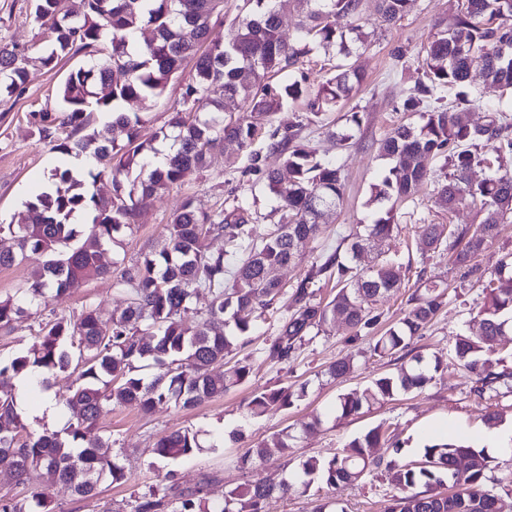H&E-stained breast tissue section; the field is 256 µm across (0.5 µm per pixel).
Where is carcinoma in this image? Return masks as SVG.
<instances>
[{
  "instance_id": "obj_1",
  "label": "carcinoma",
  "mask_w": 512,
  "mask_h": 512,
  "mask_svg": "<svg viewBox=\"0 0 512 512\" xmlns=\"http://www.w3.org/2000/svg\"><path fill=\"white\" fill-rule=\"evenodd\" d=\"M33 19L52 34L43 56L45 66L80 53L94 61L70 71L58 92L63 117L55 109L32 113L43 139L63 155L89 154L94 167L80 176L67 166L50 173L53 189L28 202L35 214L31 224L0 225V267L13 265L26 252L45 257L42 266L23 288L24 299L36 303L46 293L64 298L71 288L110 273L103 260L105 246L115 235L137 224L140 208L159 191L181 184L204 168L207 154L233 144L247 153L242 173L262 172V155L251 150L260 134L258 120L281 108L287 100L305 98L306 111L318 117L338 110L358 89L364 75L353 63L339 64L336 72L315 89L307 86L301 69L314 48L334 43L339 53L351 57L368 43L363 0H242L224 42H210L213 18L224 15L225 0H33ZM378 27L401 19L411 0H380ZM453 27L438 33L424 48L423 79L410 90L403 106L420 114L417 125L393 128L379 145L390 162L388 172L371 187V201L379 216L364 232L343 238L331 253L319 255L289 296V314L278 319L276 336L265 349L277 362L294 359L309 333L341 317L355 334L376 329L380 298L403 288L402 266L382 258L364 267L362 254L390 238L396 207L412 195L429 176L428 162L450 169L438 180L440 201L452 210L480 204L477 227L445 230L442 224H424L426 246L448 250L454 263L466 265L497 238L500 225L512 219V173L495 172L479 182L471 169L489 163L481 150L496 159L512 156V124L493 104L469 97L476 78L512 92V0H456ZM302 10L303 19L293 42L279 34L280 14L290 6ZM351 19L350 28L337 26ZM483 68L471 72L475 54ZM194 60V75L185 85L184 109L172 113L167 126L150 137L138 114L118 111L120 104L159 97L177 78L186 59ZM26 59L14 45L0 43V98L22 92ZM125 79H112L113 69ZM481 108L486 122L475 124L470 114ZM116 113L103 131L89 129L93 112ZM193 112L195 118L186 119ZM69 129L66 136L58 130ZM172 139L178 148L164 165H152L156 143ZM267 149L283 157L289 177L276 172L264 175L265 185L279 202L285 223L261 243L252 239L256 217L239 203L229 211L207 213L185 201L168 224L166 243L142 254L123 267L116 284L128 295L126 308L109 321L87 304L77 317H56L40 324L32 348L0 364V379L10 380L28 370L49 374L69 367L77 372L75 387L66 399L72 419L63 432L27 433L15 407V394L0 389V468L23 481L31 467L69 486L82 497L95 495L104 479L120 483L123 468L112 462V439L90 437L104 409L112 404L139 402L146 409L168 401L190 408L244 383L250 365L224 368V359L256 319L270 311L280 295V282L269 276L273 269L296 262L297 241L314 238L324 211L343 197L338 167L317 158L305 144L300 130H272ZM94 212L92 223L77 230L71 219ZM222 234L229 249L211 252L206 239ZM346 249L350 261L341 260ZM336 280V294L317 300L321 278ZM417 288L407 300L404 315L376 337L373 352L394 356L408 350L445 305L444 289L418 276ZM211 294L208 308L191 307L196 291ZM480 311L483 332L461 336L454 345L460 366L474 377V392L483 395L497 382H508L512 372L499 369L495 357L498 337L512 323V252L503 255L486 285ZM24 313L13 298L0 300V330H10ZM151 366L160 374L145 382L140 371ZM447 368L439 358L420 354L392 374L375 379L362 390L342 394L337 410L343 416L359 413L399 391L422 389ZM349 358L331 363L326 374L333 380L354 373ZM304 396L289 387L265 389L247 403L253 415L284 409ZM293 437L282 433L268 443L247 451L242 464L282 457L292 448ZM389 451V460L376 455ZM202 450L197 433L179 428L159 436L152 453L171 463ZM403 442L377 426L353 439L342 450L324 459L298 463V482L277 486L256 480L234 490L222 500H212L199 488L176 493L171 485L131 502L130 512H262L274 495L282 497L297 487L308 489L319 479L329 488L352 484L380 467L399 495L385 512H490L495 492L484 485L489 466L484 451L456 442L427 444L419 461L403 463ZM0 512H56L51 503L33 494L29 498L0 497Z\"/></svg>"
}]
</instances>
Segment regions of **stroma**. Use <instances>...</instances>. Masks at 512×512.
Masks as SVG:
<instances>
[{
  "mask_svg": "<svg viewBox=\"0 0 512 512\" xmlns=\"http://www.w3.org/2000/svg\"><path fill=\"white\" fill-rule=\"evenodd\" d=\"M455 20L454 0H413L403 19L390 29L378 31L370 45L360 49L357 64L366 80L344 103L342 111L328 113L314 122L298 100L285 103L278 112L263 118L261 125L266 130L299 126L303 142L316 148L322 159L339 167L344 196L340 206L323 217L318 236L299 243L300 262L280 270L285 293L274 306V318L257 322L233 353V360L244 361L251 367L246 382L190 409L180 410L168 403L156 404L148 411L135 403L115 404L105 409L95 432L111 438L113 460L126 474L124 483L104 480L99 483L95 496L82 497L63 484L48 481L42 469H30L25 483L20 484L13 473L0 468V496L20 498L36 491L51 500L57 512H129L134 497L161 488L158 472L162 464L151 448L158 436L178 428L197 432L202 445L194 456L174 463L180 489L192 490L203 484L209 497L219 500L253 479L274 485L292 479L300 460L331 456L355 437L379 425L396 430L408 460L418 459L420 448L427 442L425 429L434 421L448 420L460 440L473 447L486 427L487 411L499 412L503 426H512V387L500 386L478 395L473 390L472 377L453 355L457 337L479 333L486 275L496 268L505 253L512 252V222L502 224L497 239L476 258V271L452 265L447 253L424 248L420 225H476L481 214L475 205L448 210L440 204L431 177L419 188L413 201L396 213L399 230L382 249L404 264L405 285H414L422 274L445 287V307L422 335L414 339L410 350L426 357L441 356L448 363L447 372L437 375L423 389L397 393L362 409L359 414L342 418L334 412L339 395L364 388L401 365L397 357L373 353L374 334L357 336L347 324L338 322L326 326L306 342L290 362H273L264 355L269 338L276 333V316L288 311L287 291L305 276L323 247L337 245L342 237L363 230L374 217L373 207L367 204L370 187L387 167L377 155L378 144L392 128L414 121V114L404 111L403 99L422 77L423 48L437 32L453 26ZM49 40V31L31 17L28 0H0V42L14 44L27 58L24 93L0 102V224L27 222L26 202L48 189L51 170L64 162L63 155L54 152L48 141L40 139L31 115L55 106L61 83L70 70L85 64L86 59L78 55L61 60L56 68L45 67L41 59ZM400 47L406 49L407 55L402 61H393L392 55ZM192 68V61H185L179 78L170 82L162 96L126 103L124 111L139 113L146 122L145 132L166 125L172 113L182 106V94ZM352 110L359 112L362 121L360 126L350 129L344 115ZM345 129L350 130L351 137L342 143L336 140L335 134ZM246 163L244 156L232 161L227 151L214 149L203 172L141 208L136 228L125 233L119 244L108 247L105 262L123 267L141 253L158 247L172 213L187 199L198 209L210 212L247 202L259 215L254 225L255 237L273 232L280 214L262 175L267 171L283 172L282 161L278 154L263 153V172L259 175L242 174ZM88 303L97 306L101 318L107 320L125 308L126 296L118 290L112 275L80 283L61 300L46 294L15 322L11 332L0 331V362H9L33 345L41 318L75 316ZM342 357L353 358L354 374L343 381L330 379L326 374L329 364ZM74 379L71 370H58L50 375L48 383L31 392L29 404H37L48 392L59 401L60 408L54 422L25 416L28 430L41 433L67 427L71 411L63 401L70 394ZM279 387L295 390L303 387L307 393L290 408L255 418L248 415L245 404L251 394ZM317 415L322 423L315 427L311 420ZM282 432L294 437L288 457L253 468L241 463L240 458L248 449ZM391 494L380 468L336 492L346 512H383Z\"/></svg>",
  "mask_w": 512,
  "mask_h": 512,
  "instance_id": "1",
  "label": "stroma"
}]
</instances>
